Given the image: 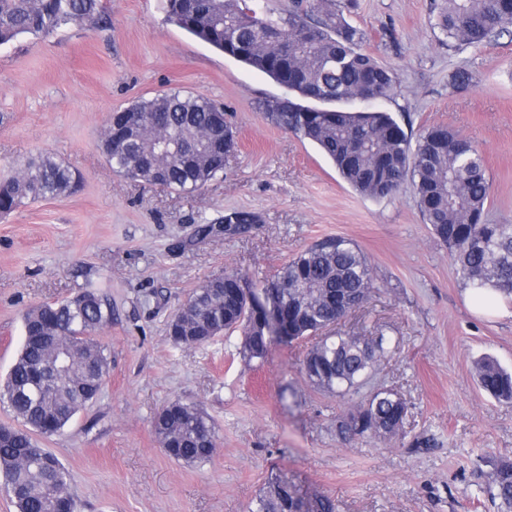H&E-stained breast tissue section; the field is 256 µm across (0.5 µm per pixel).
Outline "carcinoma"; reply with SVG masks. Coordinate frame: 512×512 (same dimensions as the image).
Wrapping results in <instances>:
<instances>
[{
    "label": "carcinoma",
    "instance_id": "cac0c4a2",
    "mask_svg": "<svg viewBox=\"0 0 512 512\" xmlns=\"http://www.w3.org/2000/svg\"><path fill=\"white\" fill-rule=\"evenodd\" d=\"M293 0L275 13L247 0H166L168 19L193 37L266 74L285 90L263 104L275 126L317 146L341 178L372 198L396 195L411 181L425 223L448 247L463 284L505 297L512 295V224L487 218L490 182L484 160L468 140L445 126L411 139L388 112L357 108L366 95L390 98L397 77L359 48L362 34L346 19L354 0ZM436 36L450 49L512 37V0H430ZM106 20L103 0H0V44L21 34L50 35L69 24ZM135 126L102 151L116 174L184 193H195L224 172V156L211 151L222 142L236 148L233 126L210 98L171 91L125 108ZM80 176L49 154L27 159L0 183V216L29 200L72 192ZM226 235H245L260 223L250 211L218 219ZM277 293L287 334L311 338L302 372L316 388L346 397L357 392L382 358L393 352L384 334L345 336L332 329L349 311L347 300L364 303L375 289L367 255L352 241L326 237L299 252L270 281L252 282L237 273L224 282H204L176 312L182 339L177 345L203 347L223 332L244 328L243 290ZM112 320L111 304L93 290L29 310L24 342L0 402L21 426L0 429V478L17 512H77L70 474L34 435L61 431L101 392L109 363L96 332ZM481 387L498 400L512 401V373L488 357L476 363ZM408 405L395 391L379 389L360 400L338 431L388 438L402 430ZM154 431L164 452L192 466L207 462L217 447L215 426L203 410L180 401L161 409ZM501 512H512V461L494 465L489 487ZM297 503L288 485L269 480L249 512H290Z\"/></svg>",
    "mask_w": 512,
    "mask_h": 512
}]
</instances>
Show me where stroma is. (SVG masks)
Instances as JSON below:
<instances>
[{"instance_id": "stroma-1", "label": "stroma", "mask_w": 512, "mask_h": 512, "mask_svg": "<svg viewBox=\"0 0 512 512\" xmlns=\"http://www.w3.org/2000/svg\"><path fill=\"white\" fill-rule=\"evenodd\" d=\"M356 3L349 21L362 49L398 77L378 109L412 137L445 125L474 142L492 183L489 218L512 223V37L451 50L431 28L429 0ZM104 4V24L0 44V180L42 152L82 176L71 194L0 217V383L28 309L87 289L112 306L96 334L110 363L101 394L40 440L70 472L79 512H248L272 477L305 500L331 496L338 512H499L487 486L494 463L512 459V403L479 388L474 363L490 356L512 372V301L475 311L410 189L378 199L352 189L313 145L265 118L262 102L281 87L169 22L164 0ZM460 67L470 81L459 87ZM174 89L222 103L237 130L223 175L192 195L113 173L101 149L111 112ZM234 209L259 224L197 237ZM327 236L355 242L376 284L340 330L381 332L396 346L360 390L406 401L404 427L387 440L338 434L355 398L307 381L309 341L274 343L249 364L242 331L199 348L168 334L204 281L272 279ZM176 400L212 417L208 462L187 466L161 448L153 420Z\"/></svg>"}]
</instances>
